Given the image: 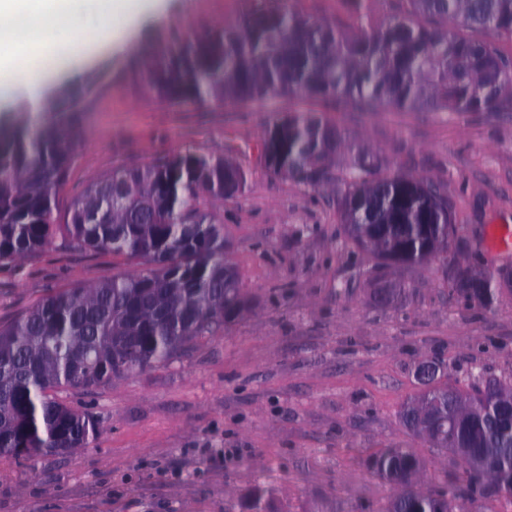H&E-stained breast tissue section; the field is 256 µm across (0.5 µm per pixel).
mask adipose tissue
Masks as SVG:
<instances>
[{
    "label": "adipose tissue",
    "mask_w": 512,
    "mask_h": 512,
    "mask_svg": "<svg viewBox=\"0 0 512 512\" xmlns=\"http://www.w3.org/2000/svg\"><path fill=\"white\" fill-rule=\"evenodd\" d=\"M166 7V0H0V100L12 97L19 80L39 98L46 73L88 65L91 49L128 33L136 13ZM53 19L65 34L52 43Z\"/></svg>",
    "instance_id": "adipose-tissue-1"
}]
</instances>
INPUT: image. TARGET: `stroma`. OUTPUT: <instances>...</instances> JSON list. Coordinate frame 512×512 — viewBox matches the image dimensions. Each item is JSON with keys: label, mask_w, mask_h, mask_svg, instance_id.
<instances>
[{"label": "stroma", "mask_w": 512, "mask_h": 512, "mask_svg": "<svg viewBox=\"0 0 512 512\" xmlns=\"http://www.w3.org/2000/svg\"><path fill=\"white\" fill-rule=\"evenodd\" d=\"M259 5L339 26L360 17L377 25L405 9L404 0H169L91 66L53 78L101 83L81 115L85 138L61 203L114 167L165 154H221L245 172L220 213L225 260L254 304L165 363L62 392L96 421L97 436L75 452L0 455V512H243V496L257 488L270 512H380L393 488L366 464L376 449H412L427 487L451 489L460 471L454 454L400 420L423 389L421 362L437 364L440 385L474 369L512 384V285L496 288L490 306L471 305L440 262L386 267L347 245L341 202L353 151L337 154L336 181L321 190L272 174L256 151L276 122L315 113L376 152L382 174L442 184L457 260L512 275V251L485 249L490 225H512V112L366 110L279 96L184 106L146 95L132 76L174 29L237 25ZM142 268L56 237L0 268V324L52 290Z\"/></svg>", "instance_id": "stroma-1"}]
</instances>
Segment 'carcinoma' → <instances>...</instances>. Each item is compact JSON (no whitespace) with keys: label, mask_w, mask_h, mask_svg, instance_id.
<instances>
[{"label":"carcinoma","mask_w":512,"mask_h":512,"mask_svg":"<svg viewBox=\"0 0 512 512\" xmlns=\"http://www.w3.org/2000/svg\"><path fill=\"white\" fill-rule=\"evenodd\" d=\"M403 15L372 32L338 28L289 9L257 8L238 26L175 34L135 74L144 91L176 104L259 100L278 95L351 99L372 109L391 104L435 112L512 109V59L492 41H474L448 22L512 38V0H406ZM97 88L87 79L61 86L36 112L0 128V265H14L49 245L59 228L79 247L124 254L148 264L126 277L46 296L0 324V455L74 451L96 422L55 395L100 386L127 372L126 354L147 367L169 360L196 338L249 312L248 297L224 261L216 205L238 193L244 176L222 155L163 156L115 168L90 183L58 224L57 193L81 144L77 115ZM271 173L314 189L334 180L344 140L316 117L295 114L263 140ZM345 197L347 237L358 248H386L385 262L426 263L448 238V199L440 187L407 175L376 178L380 159L357 147ZM434 415L415 399L401 418L434 447L470 449L458 489L424 490L420 458L408 448L373 452L368 465L394 485L381 512H453L458 499L512 500V427L499 408L512 385L467 377L436 386ZM500 460L493 475L476 464Z\"/></svg>","instance_id":"cac0c4a2"}]
</instances>
